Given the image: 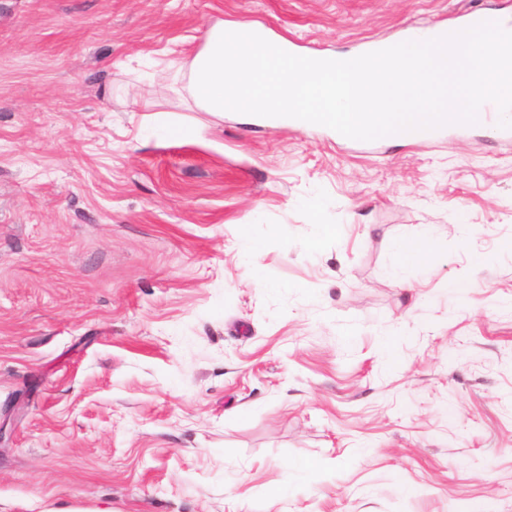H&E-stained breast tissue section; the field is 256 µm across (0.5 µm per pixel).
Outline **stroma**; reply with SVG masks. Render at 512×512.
Returning a JSON list of instances; mask_svg holds the SVG:
<instances>
[{"label":"stroma","mask_w":512,"mask_h":512,"mask_svg":"<svg viewBox=\"0 0 512 512\" xmlns=\"http://www.w3.org/2000/svg\"><path fill=\"white\" fill-rule=\"evenodd\" d=\"M475 9L512 19L0 0V512H512V143L217 118L178 72L220 20L350 53Z\"/></svg>","instance_id":"stroma-1"}]
</instances>
